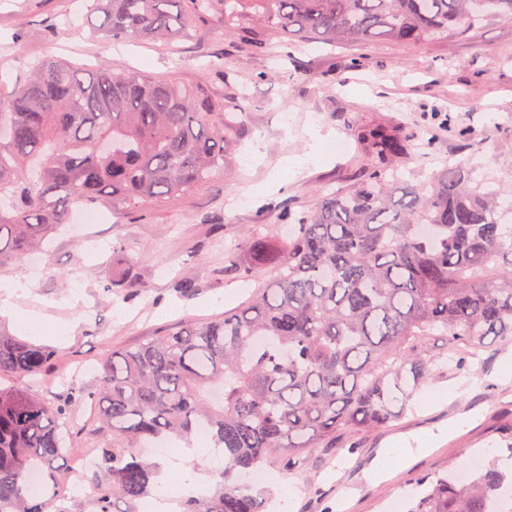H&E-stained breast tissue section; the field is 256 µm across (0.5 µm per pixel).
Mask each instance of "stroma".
<instances>
[{"instance_id":"35a3bbf8","label":"stroma","mask_w":512,"mask_h":512,"mask_svg":"<svg viewBox=\"0 0 512 512\" xmlns=\"http://www.w3.org/2000/svg\"><path fill=\"white\" fill-rule=\"evenodd\" d=\"M93 0H0V96L6 97L45 53L95 71L108 64L156 78L172 75L188 83L206 82L237 96L244 110L226 144L223 174L176 203L150 209L112 210L96 205V224L64 231L50 243L47 267L33 275L25 261L0 269L22 281L19 304L48 324L66 323L68 337L51 331L42 344L59 348L54 372L90 365L78 384L95 388L96 367L114 349L130 346L191 320L222 316L238 306L270 275L241 280L225 273L224 248L236 245L251 224L287 239L282 208L312 206L320 191L352 185L363 172L364 148L353 129L399 126L407 149L392 166L411 174L437 169L448 160L477 151L493 136L494 151L482 154L481 170L501 174L512 156V23L487 21L464 36L409 45L392 40L327 45L317 41L289 51L269 37L266 53L229 42L224 15L193 21L172 43L112 45L99 29ZM332 134L341 150L321 148L307 167L291 171L282 160L309 150L311 126ZM469 130L461 138L459 130ZM280 186H273V179ZM124 239L128 258L149 291L127 296L107 287L112 243ZM169 265L171 277L155 271ZM192 274V297L172 287L174 275ZM512 346H494L470 361L466 374L424 388L413 411L388 427L352 439L351 453L316 448L292 471L268 469L261 486L281 495L299 493L287 512H387L406 502L423 476L459 471L476 453H512V379L501 367ZM431 436L426 451L372 474L379 454L402 442Z\"/></svg>"}]
</instances>
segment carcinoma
Listing matches in <instances>:
<instances>
[{"mask_svg": "<svg viewBox=\"0 0 512 512\" xmlns=\"http://www.w3.org/2000/svg\"><path fill=\"white\" fill-rule=\"evenodd\" d=\"M113 41L171 40L191 18L224 12V35L257 51L258 29L323 43L408 44L512 22V0H100ZM240 104L202 82L107 65L84 73L47 54L12 97L0 99V268L41 248L73 205L110 200L137 209L170 202L224 170ZM366 176L312 208L286 209L288 241L252 234L245 266L275 276L224 316L189 321L100 362L99 384L74 383L50 401L33 391L58 351L0 332V512H62L65 472L55 463L77 416L94 410L95 512H137L157 490L147 444L193 446L206 429L224 454L214 491L186 512H270L253 479L276 462L291 470L313 448L382 428L415 395L486 341L512 345L511 179L460 158L417 182L388 174L397 139L363 136ZM428 231H423V228ZM136 296L145 284L115 265L109 283ZM443 338L433 351L428 340ZM512 469L491 463L460 487L424 476L407 512H488Z\"/></svg>", "mask_w": 512, "mask_h": 512, "instance_id": "obj_1", "label": "carcinoma"}]
</instances>
